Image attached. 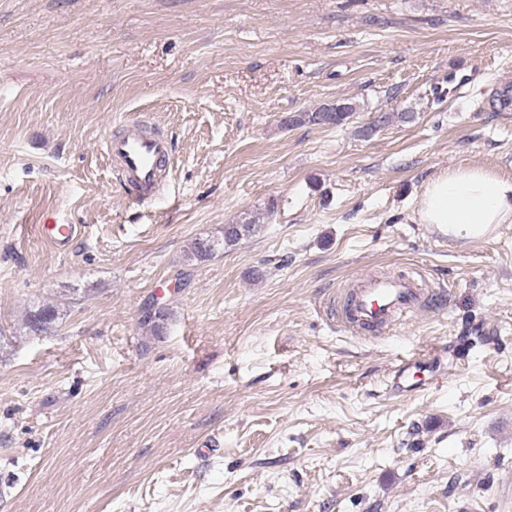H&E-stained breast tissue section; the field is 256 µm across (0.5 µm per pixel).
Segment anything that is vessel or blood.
Returning <instances> with one entry per match:
<instances>
[{
  "instance_id": "obj_1",
  "label": "vessel or blood",
  "mask_w": 512,
  "mask_h": 512,
  "mask_svg": "<svg viewBox=\"0 0 512 512\" xmlns=\"http://www.w3.org/2000/svg\"><path fill=\"white\" fill-rule=\"evenodd\" d=\"M104 150L116 163L118 176L130 188L133 200L141 204L152 200L163 183L161 166L171 151L169 142L146 133L139 122L132 121L105 141ZM41 230L51 244L63 247L76 227L45 224ZM440 303L438 294L423 288L415 274L370 273L348 289L333 309L338 322L352 335L372 336L391 330L407 315Z\"/></svg>"
}]
</instances>
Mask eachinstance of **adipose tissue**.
<instances>
[{
	"label": "adipose tissue",
	"instance_id": "obj_1",
	"mask_svg": "<svg viewBox=\"0 0 512 512\" xmlns=\"http://www.w3.org/2000/svg\"><path fill=\"white\" fill-rule=\"evenodd\" d=\"M418 217L465 241L478 239L499 224L512 223V179L475 166H462L429 180Z\"/></svg>",
	"mask_w": 512,
	"mask_h": 512
}]
</instances>
